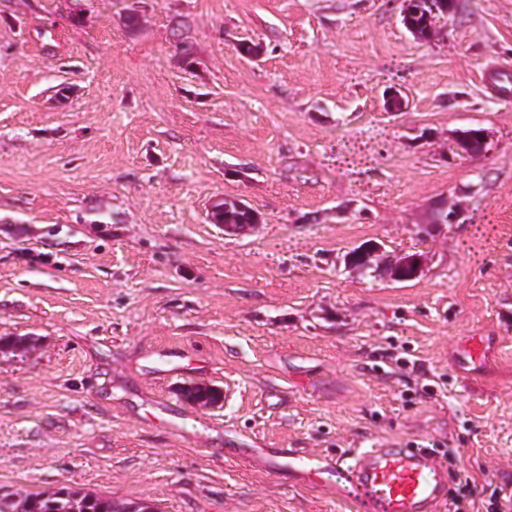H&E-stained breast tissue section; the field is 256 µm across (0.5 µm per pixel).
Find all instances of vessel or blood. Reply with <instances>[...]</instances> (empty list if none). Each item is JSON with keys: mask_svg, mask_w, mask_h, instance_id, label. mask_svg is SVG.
Segmentation results:
<instances>
[{"mask_svg": "<svg viewBox=\"0 0 512 512\" xmlns=\"http://www.w3.org/2000/svg\"><path fill=\"white\" fill-rule=\"evenodd\" d=\"M329 463L360 492L364 512H439L454 483L443 456L411 444L360 448Z\"/></svg>", "mask_w": 512, "mask_h": 512, "instance_id": "b4317fda", "label": "vessel or blood"}]
</instances>
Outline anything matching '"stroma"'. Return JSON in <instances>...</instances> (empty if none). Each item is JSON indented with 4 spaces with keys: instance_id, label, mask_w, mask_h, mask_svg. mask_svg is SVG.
<instances>
[{
    "instance_id": "stroma-1",
    "label": "stroma",
    "mask_w": 512,
    "mask_h": 512,
    "mask_svg": "<svg viewBox=\"0 0 512 512\" xmlns=\"http://www.w3.org/2000/svg\"><path fill=\"white\" fill-rule=\"evenodd\" d=\"M464 3L420 41L401 0H0V337L38 341L0 355V488L360 512L335 470L224 450L412 440L470 470L477 512L512 493V98L486 89L512 0ZM468 126L488 151L461 153ZM371 128L372 163L331 161ZM222 197L257 227L210 223ZM438 202L457 223H431ZM369 240L424 253L423 275L352 272ZM468 336L496 340L474 380ZM192 383L222 407L187 404Z\"/></svg>"
}]
</instances>
